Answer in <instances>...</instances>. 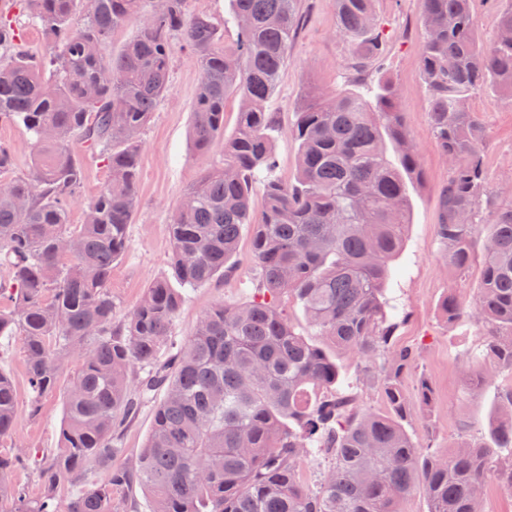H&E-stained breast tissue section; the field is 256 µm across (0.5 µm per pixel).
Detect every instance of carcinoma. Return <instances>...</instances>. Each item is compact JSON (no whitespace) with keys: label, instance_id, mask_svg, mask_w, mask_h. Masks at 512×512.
I'll return each instance as SVG.
<instances>
[{"label":"carcinoma","instance_id":"cac0c4a2","mask_svg":"<svg viewBox=\"0 0 512 512\" xmlns=\"http://www.w3.org/2000/svg\"><path fill=\"white\" fill-rule=\"evenodd\" d=\"M160 16L143 0H12L39 27L49 51L21 47L13 15L0 9V121L21 123L37 143L30 173L0 183V339H20L28 412L70 377L59 448L0 454L4 512H113L112 488L137 482L153 512H399L413 490L428 512H482L487 482L512 493V386L502 391L489 438L462 441L442 458L423 454L408 432L407 403L396 383L412 352L391 347L400 324L387 297L390 264L401 253L408 216L405 176L416 148L402 128L396 93L381 81L372 106L359 93L310 103L297 114V174L275 176L266 104L300 17V0H231V47L204 12L166 0ZM375 0H336L337 33L350 64L374 63L382 50ZM491 41L474 33L473 0H423L421 49L431 119L451 164L438 235L448 265L465 273L482 238V281L471 304L452 294L446 319L474 320L484 350L468 372L474 387L512 371V205L487 192L483 134L470 97L495 88L512 105V0ZM136 17L139 32L113 57L112 33ZM179 35L202 79L194 104L196 148L224 143V163L187 189L170 228L171 273L153 280L127 318H113L109 280L124 255L138 207L141 132L169 90L172 39ZM240 99L237 129L224 138V104ZM388 135L399 165L387 157ZM100 150L108 179L84 222L69 223L68 203L82 180L80 149ZM264 183L262 220L251 217L253 185ZM252 228L260 288L233 307L201 315L183 346L169 330L183 290L224 278L242 229ZM301 306L323 348L296 332L281 307ZM360 358L390 405L356 407L337 357ZM164 393L147 444L134 465L65 496L86 468L107 463L141 403ZM18 413V388L0 369V438ZM331 460L316 488L306 464ZM38 464L41 490L15 484Z\"/></svg>","mask_w":512,"mask_h":512}]
</instances>
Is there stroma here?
Segmentation results:
<instances>
[{
  "label": "stroma",
  "mask_w": 512,
  "mask_h": 512,
  "mask_svg": "<svg viewBox=\"0 0 512 512\" xmlns=\"http://www.w3.org/2000/svg\"><path fill=\"white\" fill-rule=\"evenodd\" d=\"M302 17L288 48V58L267 106L277 120L274 133L276 174L290 181L296 175L295 114L310 95L331 97L360 90L363 83L383 75L397 90L398 109L405 130L412 136L418 159V179L408 181L409 226L390 297L407 318L394 336L396 347L412 350L414 364L400 377L409 412L407 429L420 450L447 455L459 442L488 435L494 416L496 390L470 391L463 375L472 354L483 349L477 326L469 321L447 323L442 303L455 293L470 303L481 286L480 263L457 274L444 260L437 235L441 193L448 184L449 163L441 152L431 124L430 105L420 73L424 39L422 0H375L382 32L380 60L369 70L353 74L346 69L345 42L336 34L335 0H301ZM202 73L181 42H174L170 90L160 101L142 138L137 194L138 211L129 226L125 256L112 267L110 289L113 315L123 319L136 305L149 281L169 273V224L183 193L196 185L204 172L224 160L222 147L201 154L192 140L193 102ZM473 117L483 131L482 158L490 187L500 203L512 202V106L494 94H479L470 101ZM0 144L14 155L13 176L27 175L37 150L31 133L19 124L0 122ZM83 181L69 206L70 221L82 223L87 204L104 186L108 172L100 156L85 152ZM235 269L223 279L185 291L174 318L173 344L184 342L202 312L218 303L236 305L251 299L259 274L252 261L251 231L243 229ZM428 386L429 402L419 397ZM64 390L47 395L38 417L20 406L11 437L0 439V453L58 448L64 417ZM153 405L144 403L121 434L118 464L134 462L144 447L152 424Z\"/></svg>",
  "instance_id": "obj_1"
}]
</instances>
